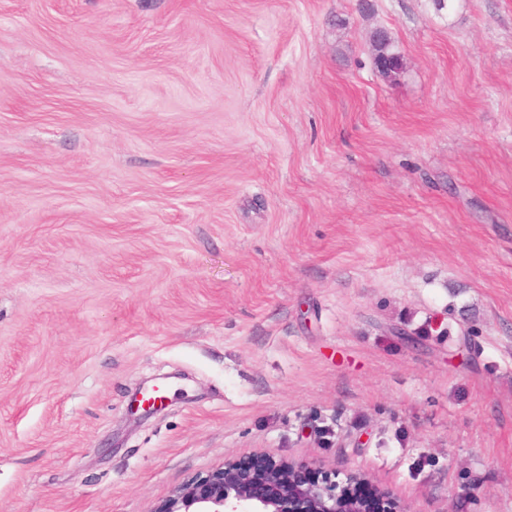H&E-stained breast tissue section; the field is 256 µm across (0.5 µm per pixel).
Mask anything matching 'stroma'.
Wrapping results in <instances>:
<instances>
[{"instance_id":"stroma-1","label":"stroma","mask_w":512,"mask_h":512,"mask_svg":"<svg viewBox=\"0 0 512 512\" xmlns=\"http://www.w3.org/2000/svg\"><path fill=\"white\" fill-rule=\"evenodd\" d=\"M260 454L512 512V0H0V512ZM378 73L387 81H396L404 70L403 57L397 54H383L375 59Z\"/></svg>"}]
</instances>
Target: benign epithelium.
Wrapping results in <instances>:
<instances>
[{"instance_id":"7a95c632","label":"benign epithelium","mask_w":512,"mask_h":512,"mask_svg":"<svg viewBox=\"0 0 512 512\" xmlns=\"http://www.w3.org/2000/svg\"><path fill=\"white\" fill-rule=\"evenodd\" d=\"M378 73L398 80L404 70L403 57L383 54L375 59ZM159 386L142 387L135 401L146 415L162 409L151 397ZM367 482L350 473L344 483L329 478L309 482L304 471L287 462L259 456V465L227 462L224 467L182 486L163 501L155 512H365L354 498L353 488Z\"/></svg>"}]
</instances>
